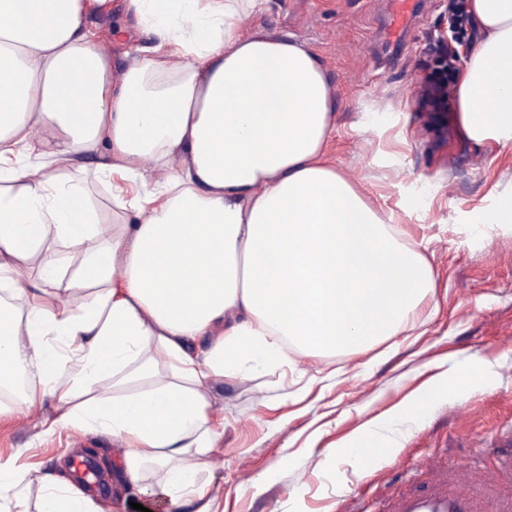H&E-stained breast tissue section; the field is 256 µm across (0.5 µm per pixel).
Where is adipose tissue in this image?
Returning a JSON list of instances; mask_svg holds the SVG:
<instances>
[{
	"label": "adipose tissue",
	"mask_w": 512,
	"mask_h": 512,
	"mask_svg": "<svg viewBox=\"0 0 512 512\" xmlns=\"http://www.w3.org/2000/svg\"><path fill=\"white\" fill-rule=\"evenodd\" d=\"M265 0H124L127 64L87 28L112 0H0V385L17 373L58 408L50 430L126 446L118 472L208 512L198 461L219 432L207 387L401 332L432 286L404 243L326 160L336 128L323 64L302 40L244 33ZM483 37L458 82L456 123L512 145V0H471ZM136 30L155 43L142 48ZM38 158L23 164L20 154ZM113 178L104 225L73 174ZM166 374H159V366ZM196 457L193 465L183 464ZM103 512L59 475L0 462L28 512Z\"/></svg>",
	"instance_id": "obj_1"
}]
</instances>
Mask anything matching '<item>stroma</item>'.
<instances>
[{
  "mask_svg": "<svg viewBox=\"0 0 512 512\" xmlns=\"http://www.w3.org/2000/svg\"><path fill=\"white\" fill-rule=\"evenodd\" d=\"M448 0H415L401 37L390 33L393 0H267L241 20L307 41L336 99L329 158L398 224L401 239L432 267L434 288L402 332L350 355L290 352L291 362L208 389L221 433L199 480L210 512H346L350 496L377 501L433 488L402 478L392 460L435 453L449 471L481 480L499 469L512 494V223L483 216L512 203V145L462 139L454 112H423L418 99L431 48L448 36ZM437 398L422 416L385 430L378 455L356 468L336 450L427 385ZM463 399L452 414L449 397ZM57 401L0 417V459L33 471L94 456L93 489L105 512H157L116 466L125 447L78 430L47 433Z\"/></svg>",
  "mask_w": 512,
  "mask_h": 512,
  "instance_id": "35a3bbf8",
  "label": "stroma"
}]
</instances>
